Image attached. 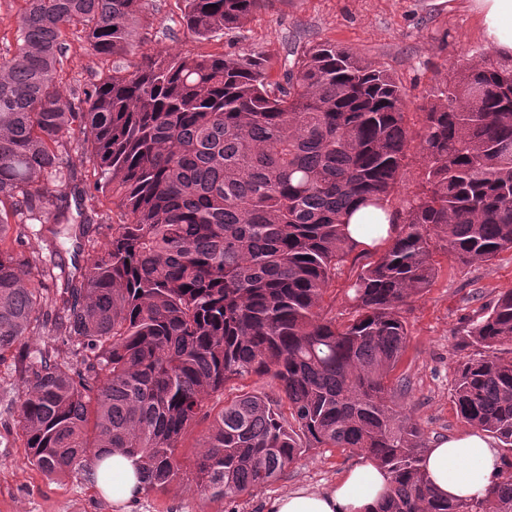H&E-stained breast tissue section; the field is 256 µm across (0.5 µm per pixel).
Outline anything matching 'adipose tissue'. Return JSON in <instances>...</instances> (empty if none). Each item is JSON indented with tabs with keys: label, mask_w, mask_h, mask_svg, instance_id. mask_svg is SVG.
<instances>
[{
	"label": "adipose tissue",
	"mask_w": 512,
	"mask_h": 512,
	"mask_svg": "<svg viewBox=\"0 0 512 512\" xmlns=\"http://www.w3.org/2000/svg\"><path fill=\"white\" fill-rule=\"evenodd\" d=\"M482 20L485 39L501 54H512V0H472ZM494 438L479 430L436 440L428 449L424 470L436 492L451 499L481 498L500 470ZM135 457L114 452L93 466L90 479L107 491L113 505L125 507L143 493ZM388 473L365 459L327 492L301 488L275 498L269 512H376L389 488Z\"/></svg>",
	"instance_id": "adipose-tissue-1"
}]
</instances>
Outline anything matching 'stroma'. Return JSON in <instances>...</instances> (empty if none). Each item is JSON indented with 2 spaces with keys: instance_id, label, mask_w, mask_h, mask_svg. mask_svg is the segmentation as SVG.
<instances>
[{
  "instance_id": "1",
  "label": "stroma",
  "mask_w": 512,
  "mask_h": 512,
  "mask_svg": "<svg viewBox=\"0 0 512 512\" xmlns=\"http://www.w3.org/2000/svg\"><path fill=\"white\" fill-rule=\"evenodd\" d=\"M471 0H270L255 13L236 38L199 41L186 32L180 16L183 0H146L148 21L141 32L142 51L221 53L230 49L263 52L271 56L275 75L292 61L293 45L333 42L364 62L384 65L403 84L411 105L423 102L465 60L490 48ZM111 63L87 49L80 38L69 36L66 61L59 73L63 85L83 88L111 72ZM65 162L77 172L83 188L82 210L98 213L96 223L71 222L47 229L38 223H16L22 252L37 257L31 270L42 281L46 295L56 292L60 276L81 278L91 244L110 235L104 217L110 200L94 189L97 171L87 160L84 136H66ZM379 249L358 250L336 269L324 308L344 314L347 292L355 274L379 256ZM437 275L429 290L405 312L408 338L395 378L405 380L401 406L421 428L427 442L466 431L456 413L453 390L459 362L477 351L467 335L473 321L506 291L512 290V251L501 252L491 263L459 266L444 252H436ZM54 307L39 313V326L16 347L15 356L0 362V512H115L111 500L92 485L89 473L47 475L34 466L20 437L14 401L21 388L16 370L18 356L52 344ZM210 421L200 418L179 448L182 471L165 491L143 493L129 512H267L276 497L299 488L329 490L349 468L361 462L358 454L338 448L311 447L289 464L274 482L232 499L214 500L197 487L193 475L196 448Z\"/></svg>"
}]
</instances>
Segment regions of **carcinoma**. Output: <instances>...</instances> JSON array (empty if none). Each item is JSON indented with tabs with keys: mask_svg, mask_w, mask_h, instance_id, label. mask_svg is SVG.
<instances>
[{
	"mask_svg": "<svg viewBox=\"0 0 512 512\" xmlns=\"http://www.w3.org/2000/svg\"><path fill=\"white\" fill-rule=\"evenodd\" d=\"M145 0H22L11 57L0 63V361L47 303L33 260L14 252L12 220L69 221L67 197L29 188L77 178L63 135L91 143L117 220L87 254L80 280L52 302L54 346L19 364L20 437L31 462L59 475L112 451L138 457L147 492L180 476L176 451L204 414L197 486L213 499L278 479L311 446L365 453L390 475L377 512H512V290L468 336L478 357L457 367L465 423L502 443L482 499L439 496L426 439L398 409L389 376L405 350L404 308L431 287L433 254L457 264L512 250V58L463 64L407 122L400 81L334 43L293 49L273 78L261 53L164 50L130 60ZM197 40L240 30L264 0H185ZM124 64L82 89L75 112L56 81L66 36ZM418 191L392 208L410 148ZM372 206L391 225L362 267L349 318L324 312L336 266L361 243L348 216ZM268 376L288 404L244 392L205 408L233 380Z\"/></svg>",
	"mask_w": 512,
	"mask_h": 512,
	"instance_id": "1",
	"label": "carcinoma"
}]
</instances>
